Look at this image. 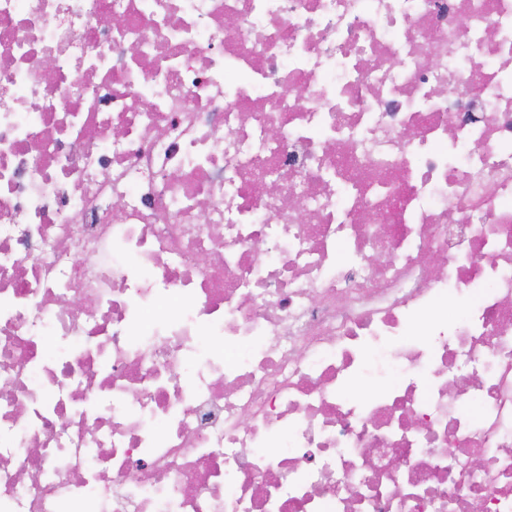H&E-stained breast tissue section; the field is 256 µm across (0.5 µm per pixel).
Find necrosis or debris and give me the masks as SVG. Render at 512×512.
I'll list each match as a JSON object with an SVG mask.
<instances>
[{
    "mask_svg": "<svg viewBox=\"0 0 512 512\" xmlns=\"http://www.w3.org/2000/svg\"><path fill=\"white\" fill-rule=\"evenodd\" d=\"M476 507L512 0H0V512Z\"/></svg>",
    "mask_w": 512,
    "mask_h": 512,
    "instance_id": "obj_1",
    "label": "necrosis or debris"
}]
</instances>
